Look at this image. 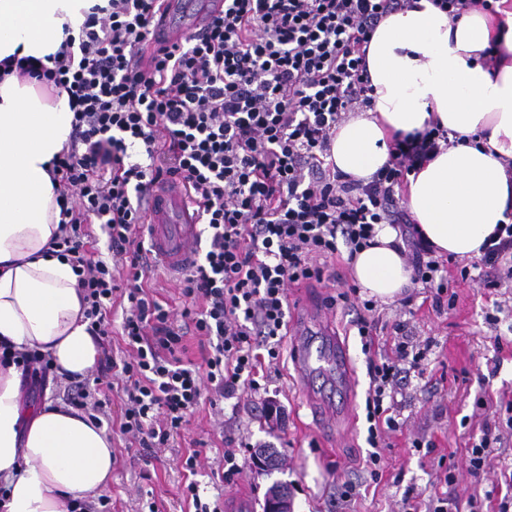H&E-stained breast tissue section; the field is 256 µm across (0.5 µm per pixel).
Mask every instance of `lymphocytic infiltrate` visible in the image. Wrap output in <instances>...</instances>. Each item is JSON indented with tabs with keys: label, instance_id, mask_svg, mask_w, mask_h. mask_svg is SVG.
I'll list each match as a JSON object with an SVG mask.
<instances>
[{
	"label": "lymphocytic infiltrate",
	"instance_id": "1",
	"mask_svg": "<svg viewBox=\"0 0 512 512\" xmlns=\"http://www.w3.org/2000/svg\"><path fill=\"white\" fill-rule=\"evenodd\" d=\"M414 0H223L201 33L145 57L158 0H108L92 7L79 36H66L47 61L8 56L0 74L54 83L69 96L70 143L52 180L64 205L51 240L78 274L89 332L100 348L92 381L76 382L72 406L104 412L111 379H124L122 434L142 448L168 447L199 406L260 390L262 360L277 361L288 329V290L322 282L321 259L356 255L382 225L398 230L412 281L433 307L454 305L455 281L432 256L404 206L409 174L440 151V124L388 144L389 159L368 183L337 170L336 128L371 107L367 47L380 21ZM141 147L145 162L129 150ZM185 183L209 245L182 276L191 307L173 316L144 289L148 254L140 235L147 187ZM107 236L111 260L90 251L92 225ZM480 287L512 281V222L497 225L472 268ZM127 300L122 334L128 357L112 356V308ZM355 327L367 356L364 468L380 480L385 436L400 426L397 399L431 347L397 322L390 353L373 350L377 303L368 299ZM206 338L202 365L181 357L187 331ZM14 363L44 389L51 362L35 349L0 342V363ZM494 428L467 451L471 475L484 472L500 438L512 430V403L494 412Z\"/></svg>",
	"mask_w": 512,
	"mask_h": 512
}]
</instances>
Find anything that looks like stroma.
I'll use <instances>...</instances> for the list:
<instances>
[{
    "instance_id": "obj_1",
    "label": "stroma",
    "mask_w": 512,
    "mask_h": 512,
    "mask_svg": "<svg viewBox=\"0 0 512 512\" xmlns=\"http://www.w3.org/2000/svg\"><path fill=\"white\" fill-rule=\"evenodd\" d=\"M326 277L322 283L291 288L289 309H297L302 300L330 303L332 328L349 348L355 374V405L337 430L326 432L314 422L304 404L303 389L289 340H282V355L270 368L267 390L246 391L223 400L217 406L202 404L192 415L186 429L172 447L158 451L149 448L127 449L124 435L116 424L121 417L122 393L113 390L111 414L114 423L107 431L117 451L118 462L112 478L104 487L110 496V512H146L144 504L155 501L158 512H194L183 501L180 489L185 482L183 460L198 453L196 479L203 501L219 502L223 512H241L242 498L263 504L274 481L287 483L294 512H399L404 496H411L418 512H428L438 496L483 501V512H496L495 504L484 502L483 495L500 478L498 457H491L480 477L467 470L465 448L470 437L480 436L494 415V404L512 401V287L500 288L491 295L466 282L457 284L453 311H435L425 303L421 286L409 288V305L393 302L381 305L383 319L403 320L417 340L433 339L428 355L427 373L431 383L412 381L402 391L400 431L390 433L387 441L388 467L380 481H371L362 462L368 450L365 442L367 423L364 401L369 385L366 357L353 325L357 301H338L337 295L353 282L350 265L341 258L323 262ZM502 312L499 332L501 344L487 339L484 315L493 302ZM275 397L285 413L277 429H269L262 415L267 397ZM486 398L488 407L476 405ZM433 442L428 455L415 452L413 439ZM237 447V473L230 480L213 477L224 454L225 441ZM275 448L279 466L260 469L255 451ZM456 466L454 485L439 483V460ZM362 481L364 488L354 503H336V484L345 479Z\"/></svg>"
}]
</instances>
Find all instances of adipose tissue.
I'll return each instance as SVG.
<instances>
[{
    "label": "adipose tissue",
    "instance_id": "adipose-tissue-1",
    "mask_svg": "<svg viewBox=\"0 0 512 512\" xmlns=\"http://www.w3.org/2000/svg\"><path fill=\"white\" fill-rule=\"evenodd\" d=\"M98 0H0V60L58 51L64 29L79 32ZM371 109L338 126L337 170L370 180L388 159L394 134L424 131L428 121L461 135L409 177L406 207L437 254L480 257V248L512 207V10L471 11L457 23L431 0L385 17L367 50ZM67 95L49 98L41 81H0V339L38 349L58 373L86 376L97 360L77 276L50 253L61 207L50 169L69 140ZM382 227L360 251L353 277L362 294L389 303L412 284ZM105 427L50 401L33 404L16 365L0 366V480L7 512H67L66 502L96 492L112 475Z\"/></svg>",
    "mask_w": 512,
    "mask_h": 512
}]
</instances>
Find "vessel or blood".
I'll return each mask as SVG.
<instances>
[{
	"instance_id": "b4317fda",
	"label": "vessel or blood",
	"mask_w": 512,
	"mask_h": 512,
	"mask_svg": "<svg viewBox=\"0 0 512 512\" xmlns=\"http://www.w3.org/2000/svg\"><path fill=\"white\" fill-rule=\"evenodd\" d=\"M219 0H161L157 31L173 42L197 30L220 10ZM199 219L183 188L155 192L149 203L144 234L165 271L178 274L189 269L190 249L199 237ZM328 321L323 309L311 308L300 317L294 332L293 353L302 376L325 375L338 383L350 381V362L343 345L315 349L325 335Z\"/></svg>"
}]
</instances>
